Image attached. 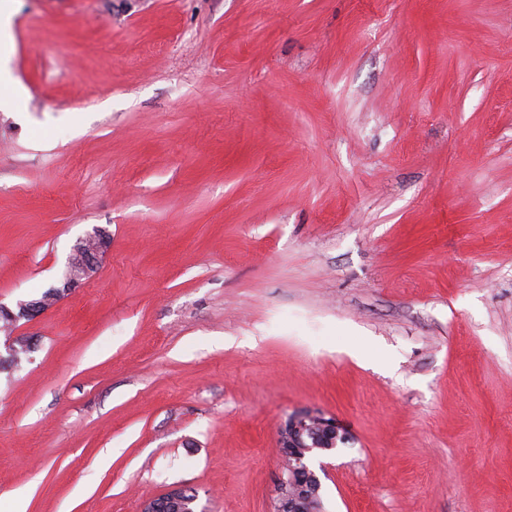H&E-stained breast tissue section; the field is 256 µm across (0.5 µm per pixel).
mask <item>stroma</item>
Here are the masks:
<instances>
[{
  "label": "stroma",
  "instance_id": "1",
  "mask_svg": "<svg viewBox=\"0 0 512 512\" xmlns=\"http://www.w3.org/2000/svg\"><path fill=\"white\" fill-rule=\"evenodd\" d=\"M0 512H512V0H15ZM89 237L97 238V246L83 253L81 256V275L84 280H89L97 270L100 257L105 253L109 246V238L100 228H93V232L89 233ZM64 293L57 288L50 289V293L46 298H33L29 300L19 301L17 304V311H13L4 305H0V310H4L6 313L10 315L11 325L16 322L25 319L32 320L36 316L42 314L49 308L48 301L49 298H54L58 300ZM338 438L346 441L336 419L315 412L295 413L280 425L277 444L284 470L280 479L277 512H305V508L312 512L314 497L318 499V505L313 511H320L321 481L305 461V451L312 448L308 445L310 442L315 447L329 442L331 445L328 448H333Z\"/></svg>",
  "mask_w": 512,
  "mask_h": 512
}]
</instances>
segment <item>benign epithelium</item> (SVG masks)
Listing matches in <instances>:
<instances>
[{
	"label": "benign epithelium",
	"mask_w": 512,
	"mask_h": 512,
	"mask_svg": "<svg viewBox=\"0 0 512 512\" xmlns=\"http://www.w3.org/2000/svg\"><path fill=\"white\" fill-rule=\"evenodd\" d=\"M92 238L98 239L97 246L83 253L81 256V278L90 279L97 270L100 257L109 246V238L104 231L94 228L89 233ZM63 292L57 288L50 289L46 298H33L20 301L17 310L13 311L4 305L0 310L10 315L11 323L22 319L31 320L49 308L51 298L60 299ZM32 348L33 342L28 336H11L5 344L6 354H0V365L8 366L15 358L18 347ZM346 440L341 428L332 417L304 411L288 416L280 425L278 432V448L283 462V474L280 479V494L276 512H305L311 508L313 498L320 497L321 481L317 473L306 462L305 451L308 444L315 446L324 443L336 444V440ZM186 492L182 486H174L164 493V498H152L143 505L142 512H161L163 504L167 501L175 502Z\"/></svg>",
	"instance_id": "obj_1"
}]
</instances>
